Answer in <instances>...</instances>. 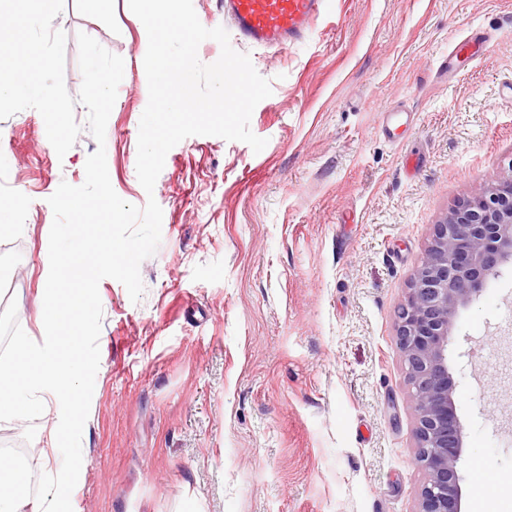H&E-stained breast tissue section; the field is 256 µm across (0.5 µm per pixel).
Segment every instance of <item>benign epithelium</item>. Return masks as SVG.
<instances>
[{
	"instance_id": "7a95c632",
	"label": "benign epithelium",
	"mask_w": 512,
	"mask_h": 512,
	"mask_svg": "<svg viewBox=\"0 0 512 512\" xmlns=\"http://www.w3.org/2000/svg\"><path fill=\"white\" fill-rule=\"evenodd\" d=\"M512 261L509 172L456 202L434 226L397 310V342L416 416L417 462L427 478L416 512H461L457 463L464 433L448 367V336L459 310Z\"/></svg>"
}]
</instances>
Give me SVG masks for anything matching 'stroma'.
Returning <instances> with one entry per match:
<instances>
[{"mask_svg":"<svg viewBox=\"0 0 512 512\" xmlns=\"http://www.w3.org/2000/svg\"><path fill=\"white\" fill-rule=\"evenodd\" d=\"M64 82L78 94V33L121 56L106 127L110 181L163 211L140 265L144 294L99 284L100 365L71 493L75 512H415L410 388L396 311L435 224L512 169V0H326L303 42L246 48L272 94L250 128L191 136L153 194L136 173L148 39L127 0H65ZM479 59L449 76L466 35ZM402 107L394 138L380 112ZM65 157L29 108L0 120V304L42 342L49 197L81 185L97 143ZM465 448L462 512H512V265L459 312L448 340ZM59 409L42 414L35 473H58Z\"/></svg>","mask_w":512,"mask_h":512,"instance_id":"35a3bbf8","label":"stroma"}]
</instances>
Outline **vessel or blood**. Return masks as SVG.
Here are the masks:
<instances>
[{"mask_svg":"<svg viewBox=\"0 0 512 512\" xmlns=\"http://www.w3.org/2000/svg\"><path fill=\"white\" fill-rule=\"evenodd\" d=\"M324 0H224V16L240 39L258 48L303 40Z\"/></svg>","mask_w":512,"mask_h":512,"instance_id":"vessel-or-blood-1","label":"vessel or blood"}]
</instances>
